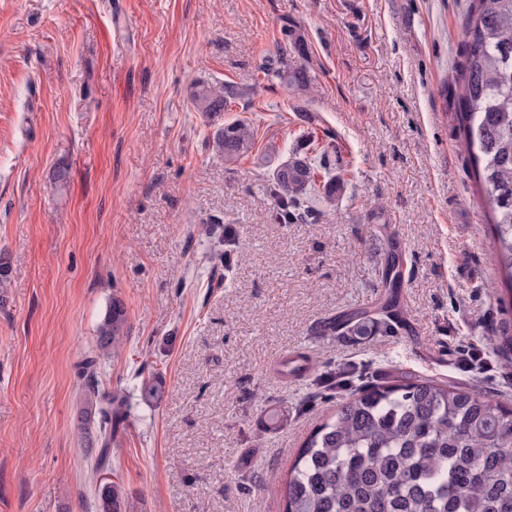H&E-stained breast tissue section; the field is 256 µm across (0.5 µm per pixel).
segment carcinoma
Wrapping results in <instances>:
<instances>
[{"mask_svg": "<svg viewBox=\"0 0 512 512\" xmlns=\"http://www.w3.org/2000/svg\"><path fill=\"white\" fill-rule=\"evenodd\" d=\"M462 61L444 82L440 96L457 122L461 142L483 192L501 287L512 296V0H470L463 26ZM278 58L264 69L271 85L309 92L312 77L288 68V54L305 44L282 28ZM233 93L199 82L191 93L197 111L215 121ZM253 128L225 122L214 134L215 148L234 161L253 147ZM318 166L295 154L272 172L276 218L294 224L311 215ZM345 182L341 174L322 184L325 206H335ZM10 262L0 255V303L10 288ZM400 271L388 260L380 272L385 288L396 287ZM403 313L392 301L376 310L340 316L326 332L370 336L397 332ZM128 335L124 303L114 298L98 324L95 345L118 352ZM512 359V336H490ZM84 407L79 428L96 426L100 448L95 472L111 469L112 424L127 416L126 397L100 392L93 358L79 367ZM344 389L335 412L303 441L277 490L286 512H512V407L476 387L402 372L393 379L366 381ZM126 494L112 481L99 487L98 512H125Z\"/></svg>", "mask_w": 512, "mask_h": 512, "instance_id": "obj_1", "label": "carcinoma"}]
</instances>
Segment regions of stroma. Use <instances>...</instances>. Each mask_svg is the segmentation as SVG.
Listing matches in <instances>:
<instances>
[{
	"label": "stroma",
	"mask_w": 512,
	"mask_h": 512,
	"mask_svg": "<svg viewBox=\"0 0 512 512\" xmlns=\"http://www.w3.org/2000/svg\"><path fill=\"white\" fill-rule=\"evenodd\" d=\"M467 0H0V512H97L76 365L112 298L128 339L99 360L127 396L112 441L128 512H284L274 490L341 398L283 374L410 371L512 406L486 339L512 314L468 155L440 88ZM307 45L311 93L269 89L280 27ZM255 127L227 162L195 83ZM347 169L335 208L273 216L266 159ZM66 169L58 180L57 169ZM405 323L323 335L377 302L389 252ZM160 377L163 394L144 398ZM233 93L224 84L198 82L193 87L191 100L198 112H202L213 123L223 114Z\"/></svg>",
	"instance_id": "obj_1"
}]
</instances>
